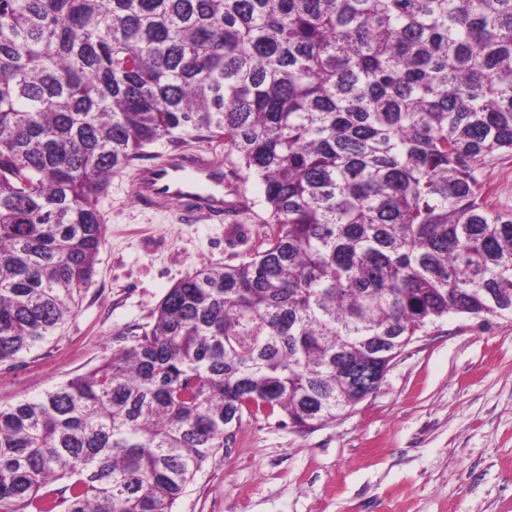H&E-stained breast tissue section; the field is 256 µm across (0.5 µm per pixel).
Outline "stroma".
<instances>
[{"label": "stroma", "mask_w": 512, "mask_h": 512, "mask_svg": "<svg viewBox=\"0 0 512 512\" xmlns=\"http://www.w3.org/2000/svg\"><path fill=\"white\" fill-rule=\"evenodd\" d=\"M489 205L512 214V156L486 158ZM133 173L112 178L95 282L63 328L0 367V406L109 358L115 335L146 326L178 281L245 260L264 214L256 179L237 224L183 223L147 210ZM175 512H512V318L452 316L414 336L380 386L335 419L299 428L244 416Z\"/></svg>", "instance_id": "35a3bbf8"}]
</instances>
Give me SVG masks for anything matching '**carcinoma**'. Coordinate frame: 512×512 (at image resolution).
Listing matches in <instances>:
<instances>
[{"instance_id":"carcinoma-1","label":"carcinoma","mask_w":512,"mask_h":512,"mask_svg":"<svg viewBox=\"0 0 512 512\" xmlns=\"http://www.w3.org/2000/svg\"><path fill=\"white\" fill-rule=\"evenodd\" d=\"M224 145L263 190L247 259L0 406V512H173L243 414L309 428L450 315H512V0H0V366L91 288L145 147ZM481 179L488 204L503 214H512V156L486 158L481 165Z\"/></svg>"}]
</instances>
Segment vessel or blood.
Instances as JSON below:
<instances>
[{
    "label": "vessel or blood",
    "instance_id": "1",
    "mask_svg": "<svg viewBox=\"0 0 512 512\" xmlns=\"http://www.w3.org/2000/svg\"><path fill=\"white\" fill-rule=\"evenodd\" d=\"M134 189L146 207L177 206L186 221L224 214V163L200 152H175L154 167L137 170Z\"/></svg>",
    "mask_w": 512,
    "mask_h": 512
}]
</instances>
